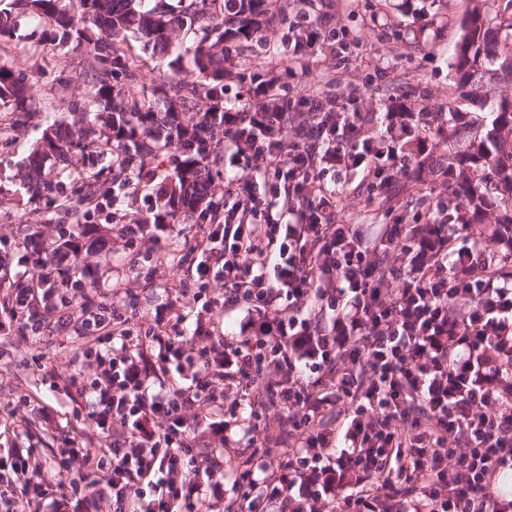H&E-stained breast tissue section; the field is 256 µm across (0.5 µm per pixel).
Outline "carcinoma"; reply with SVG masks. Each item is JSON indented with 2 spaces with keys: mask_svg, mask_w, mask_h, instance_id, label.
Returning <instances> with one entry per match:
<instances>
[{
  "mask_svg": "<svg viewBox=\"0 0 512 512\" xmlns=\"http://www.w3.org/2000/svg\"><path fill=\"white\" fill-rule=\"evenodd\" d=\"M225 0H8L0 6V37H13L21 20L35 22L41 38L80 50L94 61L86 74V126L61 120L47 126L41 143L21 164L32 184L30 199L68 218L76 208L121 186L148 190L161 182L157 206L167 220H190L204 187L224 180V141L202 131L224 127V112H253L256 103L224 108V80L263 70L253 41L271 24L288 30V16L274 12V0H240L238 27L224 29ZM456 44L455 80L448 89V130L438 133L443 153L437 169L448 170V188L458 199L448 218L459 224H512V0L489 17L484 0H472ZM166 60V80L150 89L141 82V59L130 41ZM468 87L474 101L490 106L491 119L471 126L459 119L456 91ZM10 127L24 129L38 117L24 79L0 65V108ZM156 161L150 176L145 158ZM81 161L78 177L52 163ZM74 204L62 202L65 185ZM81 255L102 242L92 224L82 237L62 233Z\"/></svg>",
  "mask_w": 512,
  "mask_h": 512,
  "instance_id": "carcinoma-1",
  "label": "carcinoma"
}]
</instances>
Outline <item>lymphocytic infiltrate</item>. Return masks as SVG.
<instances>
[{
    "label": "lymphocytic infiltrate",
    "mask_w": 512,
    "mask_h": 512,
    "mask_svg": "<svg viewBox=\"0 0 512 512\" xmlns=\"http://www.w3.org/2000/svg\"><path fill=\"white\" fill-rule=\"evenodd\" d=\"M297 68L328 51L329 69L350 44L329 17L297 11L288 23ZM255 81L253 100L278 88L271 111L224 115V150L237 175L224 186L223 214L208 215L196 247V279H218L244 304L236 341L199 333L184 339L194 289L156 308L136 335L124 306L79 288L75 259L54 248L26 259L30 287L15 288L0 332L40 340L46 325L72 340V375L100 435L98 447L65 435L55 483L42 479L33 445L0 452V512H210L212 469L230 465L248 512H512V226L462 227L417 215L359 229L337 220L343 189L327 175L361 174L373 194L398 175L420 174L431 122L425 113L358 111L352 97L290 98L278 67ZM125 205V249L152 241L143 214L118 192L96 211ZM175 387H154V370ZM279 397L275 423L251 422L253 446L200 467L195 434L224 407L225 375ZM339 424L329 428L327 410Z\"/></svg>",
    "instance_id": "f902f5d3"
}]
</instances>
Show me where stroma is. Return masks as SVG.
<instances>
[{"label": "stroma", "mask_w": 512, "mask_h": 512, "mask_svg": "<svg viewBox=\"0 0 512 512\" xmlns=\"http://www.w3.org/2000/svg\"><path fill=\"white\" fill-rule=\"evenodd\" d=\"M470 0H313L312 14H332L338 27L349 34L351 49L343 68L337 71V89L354 95L361 112L385 113L399 105H415L431 114L435 127L448 125V86L452 84L451 62L461 35L460 21ZM0 61L14 66L24 76L37 108L52 118L74 121L70 105L58 102V80H71L75 96H82L81 75L90 69L84 55L37 43L35 36L10 39ZM42 134L29 127L0 135V294L15 285H29L19 262L23 244L31 231L53 238L62 230L60 216L30 202L19 165ZM432 181L405 188L391 202L369 198L361 178L348 174L344 189L347 207L337 216L344 224H379L391 215L405 213L407 201L430 193ZM103 238L99 248L83 254L82 265L93 275L98 296L111 302L118 287L131 284L136 293L133 323L147 325L155 308L174 299L181 282L195 272L193 246L203 238L201 225H169L161 236L164 247L181 251L179 267L159 270L145 254L113 246L118 226L106 214L93 219ZM65 335L40 342L13 339L0 344V446L33 444L46 467L43 479H51L64 443L46 416L70 421L76 436L96 440L97 432L76 393L54 389L56 376L74 373V366L61 357L68 347ZM28 419L27 432L14 436L8 423L14 417Z\"/></svg>", "instance_id": "1"}]
</instances>
